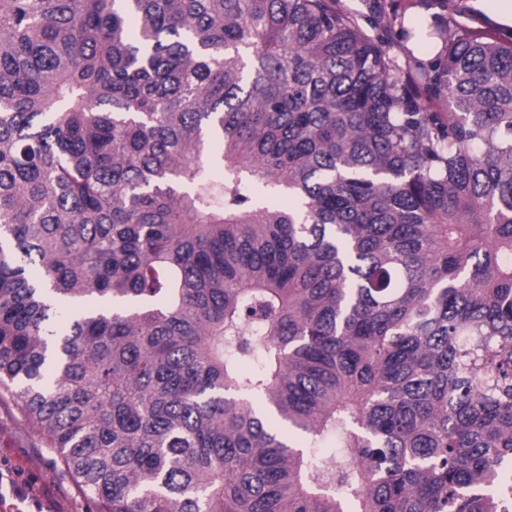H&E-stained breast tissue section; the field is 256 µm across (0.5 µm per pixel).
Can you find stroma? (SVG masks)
Wrapping results in <instances>:
<instances>
[{
  "label": "stroma",
  "instance_id": "1",
  "mask_svg": "<svg viewBox=\"0 0 512 512\" xmlns=\"http://www.w3.org/2000/svg\"><path fill=\"white\" fill-rule=\"evenodd\" d=\"M366 31L373 17L397 12L405 21L447 20L455 32L492 31L496 25L471 11L464 0H339ZM0 475L9 485L0 487V512H97L56 462L44 437L25 421L12 397L0 391Z\"/></svg>",
  "mask_w": 512,
  "mask_h": 512
}]
</instances>
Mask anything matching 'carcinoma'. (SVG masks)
<instances>
[{
    "label": "carcinoma",
    "mask_w": 512,
    "mask_h": 512,
    "mask_svg": "<svg viewBox=\"0 0 512 512\" xmlns=\"http://www.w3.org/2000/svg\"><path fill=\"white\" fill-rule=\"evenodd\" d=\"M432 35L0 0V387L97 512H512V42Z\"/></svg>",
    "instance_id": "1"
}]
</instances>
